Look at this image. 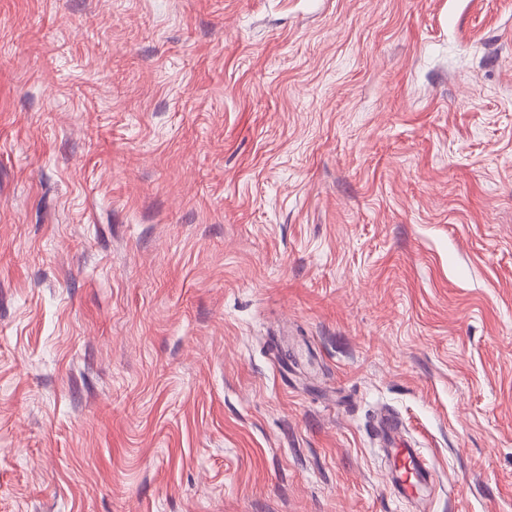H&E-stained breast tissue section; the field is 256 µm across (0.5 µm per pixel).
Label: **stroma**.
<instances>
[{
	"mask_svg": "<svg viewBox=\"0 0 512 512\" xmlns=\"http://www.w3.org/2000/svg\"><path fill=\"white\" fill-rule=\"evenodd\" d=\"M0 512H512V0H0ZM398 455L402 464V469L397 474L398 477L401 476L402 481L398 491L402 495H407L409 489L421 478L423 463L411 448H398Z\"/></svg>",
	"mask_w": 512,
	"mask_h": 512,
	"instance_id": "obj_1",
	"label": "stroma"
}]
</instances>
